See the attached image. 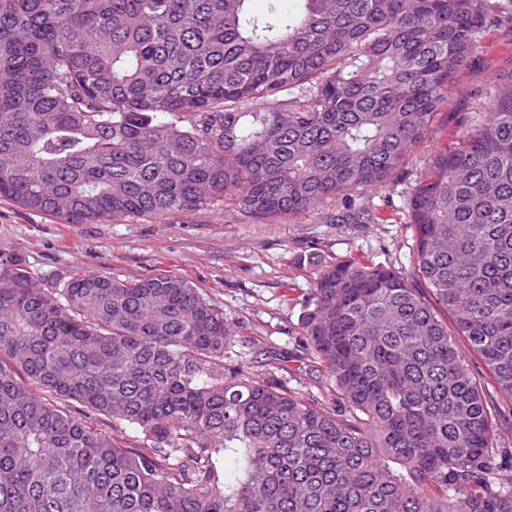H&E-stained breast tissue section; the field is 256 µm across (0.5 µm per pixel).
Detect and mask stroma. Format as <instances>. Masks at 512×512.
<instances>
[{
    "instance_id": "35a3bbf8",
    "label": "stroma",
    "mask_w": 512,
    "mask_h": 512,
    "mask_svg": "<svg viewBox=\"0 0 512 512\" xmlns=\"http://www.w3.org/2000/svg\"><path fill=\"white\" fill-rule=\"evenodd\" d=\"M512 71V15L483 35L458 73L423 141L388 184L351 196L375 212L374 224H336L329 203L277 223L256 224L233 206L180 214L154 223L65 224L0 199V255L22 259L48 277L71 268L120 280L165 269L193 281L221 305L236 335L230 360L314 399L327 390L300 336L299 324L318 270L339 261H372L407 271L414 229L406 207L433 154L452 146L482 112L501 77Z\"/></svg>"
}]
</instances>
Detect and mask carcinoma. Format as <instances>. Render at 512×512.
Segmentation results:
<instances>
[{
    "mask_svg": "<svg viewBox=\"0 0 512 512\" xmlns=\"http://www.w3.org/2000/svg\"><path fill=\"white\" fill-rule=\"evenodd\" d=\"M266 2L0 0V198L67 224L226 204L266 224L383 187L498 20L490 0ZM407 209L411 273L314 277L300 335L329 403L224 361V309L183 276L0 257V512H512L486 390L512 406V72Z\"/></svg>",
    "mask_w": 512,
    "mask_h": 512,
    "instance_id": "cac0c4a2",
    "label": "carcinoma"
}]
</instances>
